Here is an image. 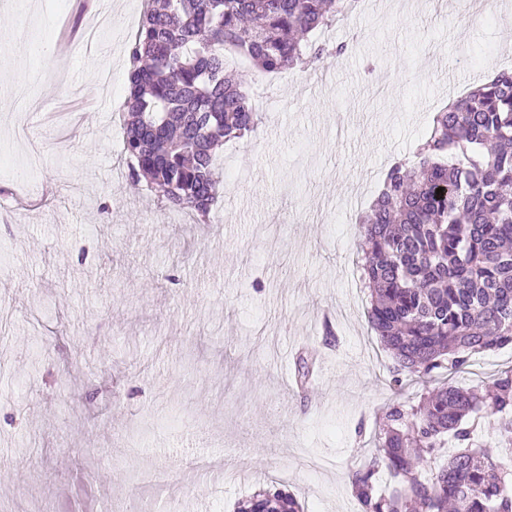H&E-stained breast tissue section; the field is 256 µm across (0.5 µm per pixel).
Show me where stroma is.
Returning a JSON list of instances; mask_svg holds the SVG:
<instances>
[{
  "label": "stroma",
  "mask_w": 512,
  "mask_h": 512,
  "mask_svg": "<svg viewBox=\"0 0 512 512\" xmlns=\"http://www.w3.org/2000/svg\"><path fill=\"white\" fill-rule=\"evenodd\" d=\"M142 3L112 0L99 49L51 58L25 42L84 23L75 0L0 10V85L41 76L0 99V512H236L273 487L305 512H358L349 473L376 417L422 388L393 386L368 327L355 217L437 108L504 67L512 23L499 0H366L325 34L342 58L279 77L240 63L263 123L225 144L223 191L195 224L113 148ZM70 98L94 116L46 124ZM305 349L319 363L303 392ZM510 366L505 347L453 382Z\"/></svg>",
  "instance_id": "35a3bbf8"
}]
</instances>
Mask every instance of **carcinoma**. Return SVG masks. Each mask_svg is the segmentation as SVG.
Masks as SVG:
<instances>
[{
    "label": "carcinoma",
    "instance_id": "obj_1",
    "mask_svg": "<svg viewBox=\"0 0 512 512\" xmlns=\"http://www.w3.org/2000/svg\"><path fill=\"white\" fill-rule=\"evenodd\" d=\"M353 9L354 0H148L128 47L122 129L132 182L208 223L219 153L261 119L224 50L262 74L338 59L346 46L319 35ZM358 233L368 324L398 372L434 380L512 345V70L435 112L413 159L385 173ZM315 363L314 353L299 355L297 383H309ZM488 410L511 448L512 367L484 389L444 382L416 405H389L375 421L376 453L350 472L359 512H512V469L477 432ZM384 474L395 486L382 487ZM237 512L304 509L290 492L266 489Z\"/></svg>",
    "mask_w": 512,
    "mask_h": 512
}]
</instances>
